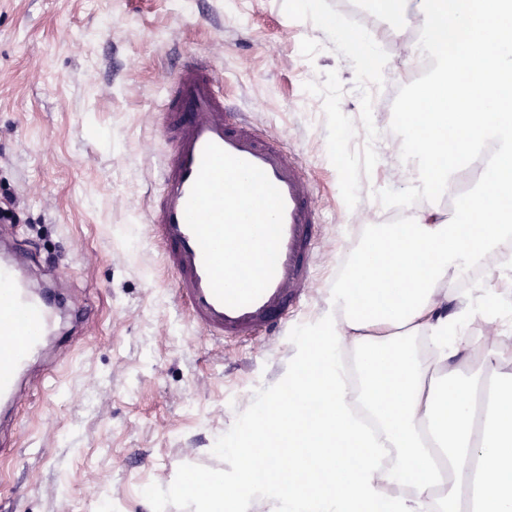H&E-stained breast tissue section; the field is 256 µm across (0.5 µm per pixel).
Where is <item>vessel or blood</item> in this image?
I'll return each instance as SVG.
<instances>
[{
    "instance_id": "1",
    "label": "vessel or blood",
    "mask_w": 512,
    "mask_h": 512,
    "mask_svg": "<svg viewBox=\"0 0 512 512\" xmlns=\"http://www.w3.org/2000/svg\"><path fill=\"white\" fill-rule=\"evenodd\" d=\"M171 151L161 168L159 198L151 212L150 235L176 278V294L191 319L212 338L247 339L277 332L313 283L317 228L321 215L312 182L298 161L250 125L232 118L209 63L186 53L161 107ZM216 144L262 169L285 204L276 272L264 293L242 307H230L213 294L201 247L189 228L185 208L198 175L204 148ZM31 258L7 242L0 256V404L14 406L19 380L55 329V318L81 314L67 310L48 286L33 287Z\"/></svg>"
}]
</instances>
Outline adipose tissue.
Listing matches in <instances>:
<instances>
[{
	"label": "adipose tissue",
	"mask_w": 512,
	"mask_h": 512,
	"mask_svg": "<svg viewBox=\"0 0 512 512\" xmlns=\"http://www.w3.org/2000/svg\"><path fill=\"white\" fill-rule=\"evenodd\" d=\"M377 2L419 32L400 40L392 72L413 75L423 60L432 68V107L420 111L412 97L403 113L404 199L416 208L403 236L379 225L361 242L335 308L290 360L287 390L267 394L231 449L232 469L205 492L180 487L196 512H247L257 495L271 512H512V336L503 332L512 311L492 287L512 273L502 250L512 210L483 220L490 196L512 197V103L502 100L512 88V0ZM471 165L483 186L459 194ZM441 196L454 200L450 215ZM425 253L422 274L415 259ZM387 266L399 279L382 278ZM471 266L482 281L457 287ZM475 323L481 335L469 334ZM475 357L486 383L458 375ZM304 452L320 467L303 469ZM256 471L264 483L251 481Z\"/></svg>",
	"instance_id": "1"
}]
</instances>
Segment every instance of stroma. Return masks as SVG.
I'll use <instances>...</instances> for the list:
<instances>
[{"mask_svg": "<svg viewBox=\"0 0 512 512\" xmlns=\"http://www.w3.org/2000/svg\"><path fill=\"white\" fill-rule=\"evenodd\" d=\"M360 2L0 0V225L39 257L33 283L86 314L32 361L0 424V512H193L182 481L229 469L225 448L284 381L354 247L403 198L400 108L381 104L392 72L361 75L336 39L379 42ZM187 51L315 186V283L269 337L212 340L141 229L170 148L159 104Z\"/></svg>", "mask_w": 512, "mask_h": 512, "instance_id": "1", "label": "stroma"}]
</instances>
